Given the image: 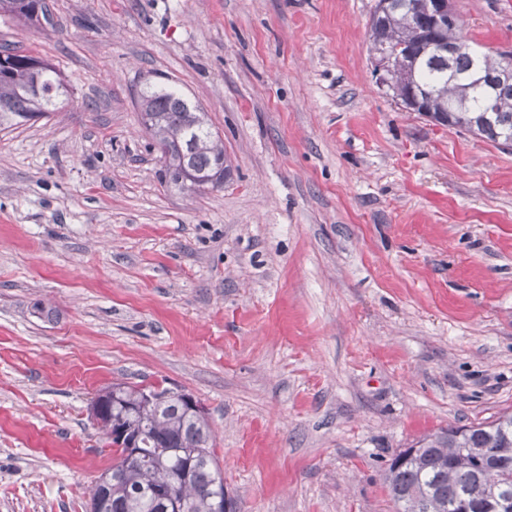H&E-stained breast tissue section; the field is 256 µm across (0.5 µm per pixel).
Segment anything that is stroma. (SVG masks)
<instances>
[{
    "label": "stroma",
    "instance_id": "35a3bbf8",
    "mask_svg": "<svg viewBox=\"0 0 512 512\" xmlns=\"http://www.w3.org/2000/svg\"><path fill=\"white\" fill-rule=\"evenodd\" d=\"M0 42L68 93L0 131V512H89L115 383L205 407L237 512H395L426 435L512 412V147L373 77L376 0H46ZM512 53V0H454ZM233 163L162 179L140 91Z\"/></svg>",
    "mask_w": 512,
    "mask_h": 512
}]
</instances>
